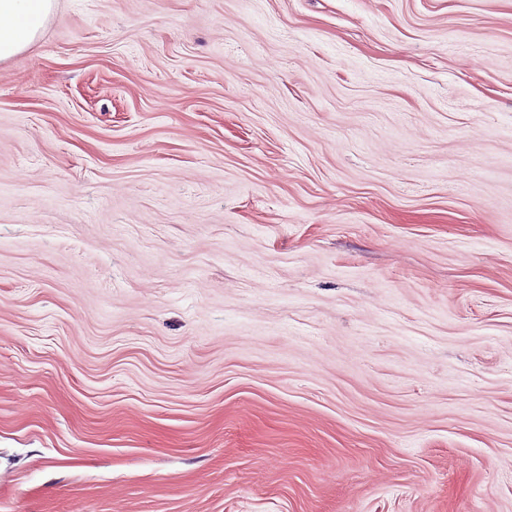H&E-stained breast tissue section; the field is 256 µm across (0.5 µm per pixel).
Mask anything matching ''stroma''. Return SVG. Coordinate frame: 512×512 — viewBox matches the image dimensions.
<instances>
[{"label":"stroma","instance_id":"1","mask_svg":"<svg viewBox=\"0 0 512 512\" xmlns=\"http://www.w3.org/2000/svg\"><path fill=\"white\" fill-rule=\"evenodd\" d=\"M0 512H512V0H59Z\"/></svg>","mask_w":512,"mask_h":512}]
</instances>
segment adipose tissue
Returning <instances> with one entry per match:
<instances>
[{
  "instance_id": "adipose-tissue-1",
  "label": "adipose tissue",
  "mask_w": 512,
  "mask_h": 512,
  "mask_svg": "<svg viewBox=\"0 0 512 512\" xmlns=\"http://www.w3.org/2000/svg\"><path fill=\"white\" fill-rule=\"evenodd\" d=\"M54 7L55 0H0V60L31 47Z\"/></svg>"
}]
</instances>
